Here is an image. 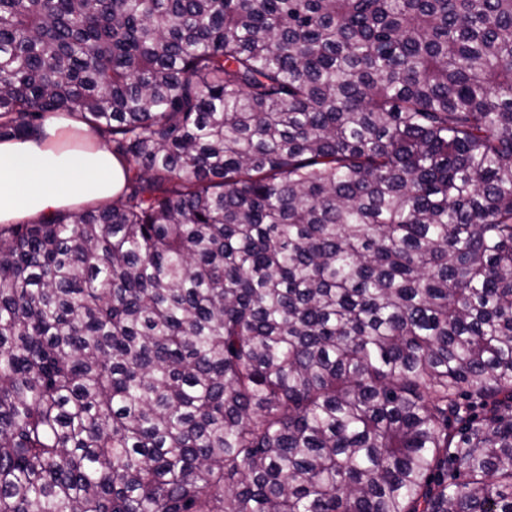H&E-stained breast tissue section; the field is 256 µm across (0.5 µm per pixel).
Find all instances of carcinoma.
<instances>
[{"label":"carcinoma","instance_id":"carcinoma-1","mask_svg":"<svg viewBox=\"0 0 512 512\" xmlns=\"http://www.w3.org/2000/svg\"><path fill=\"white\" fill-rule=\"evenodd\" d=\"M0 512H512V0H0ZM43 132L42 141L0 140V224H27L32 219L26 218L110 202L123 187L122 165L106 146L60 148L71 137L89 140L82 124L56 117Z\"/></svg>","mask_w":512,"mask_h":512}]
</instances>
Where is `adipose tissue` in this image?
Here are the masks:
<instances>
[{"label":"adipose tissue","instance_id":"ef3b65f1","mask_svg":"<svg viewBox=\"0 0 512 512\" xmlns=\"http://www.w3.org/2000/svg\"><path fill=\"white\" fill-rule=\"evenodd\" d=\"M43 140H0V224L112 200L124 184L122 165L106 146L68 150L64 141L85 127L57 117L43 127Z\"/></svg>","mask_w":512,"mask_h":512}]
</instances>
